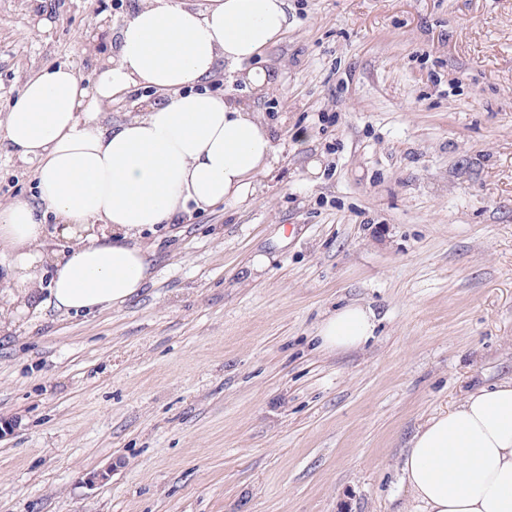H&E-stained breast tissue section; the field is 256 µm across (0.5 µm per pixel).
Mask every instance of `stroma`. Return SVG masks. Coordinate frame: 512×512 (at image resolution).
Segmentation results:
<instances>
[{"instance_id":"stroma-1","label":"stroma","mask_w":512,"mask_h":512,"mask_svg":"<svg viewBox=\"0 0 512 512\" xmlns=\"http://www.w3.org/2000/svg\"><path fill=\"white\" fill-rule=\"evenodd\" d=\"M135 4L0 0V120L45 65L91 81ZM290 5L242 94L271 171L145 231L139 295L27 308L0 257V512H414L416 430L512 376V0ZM36 195L0 138V204ZM350 302L373 336L321 349Z\"/></svg>"}]
</instances>
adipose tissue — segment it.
<instances>
[{
  "label": "adipose tissue",
  "mask_w": 512,
  "mask_h": 512,
  "mask_svg": "<svg viewBox=\"0 0 512 512\" xmlns=\"http://www.w3.org/2000/svg\"><path fill=\"white\" fill-rule=\"evenodd\" d=\"M290 10L288 0H208L202 10L194 0H137L93 85L62 65L27 81L0 123L11 152L34 163L39 192L0 205L9 286L37 294L45 227L36 205L73 242L51 301L80 312L124 304L144 287L150 262L134 242L143 226L252 195L274 153L272 133L249 104L198 85L220 63H244V83L266 91L273 75L254 61L290 28ZM137 87L162 101L102 124L100 103ZM374 329L373 312L350 304L323 320L319 338L326 350L348 351ZM401 470L421 512H512V378L429 419Z\"/></svg>",
  "instance_id": "ef3b65f1"
}]
</instances>
